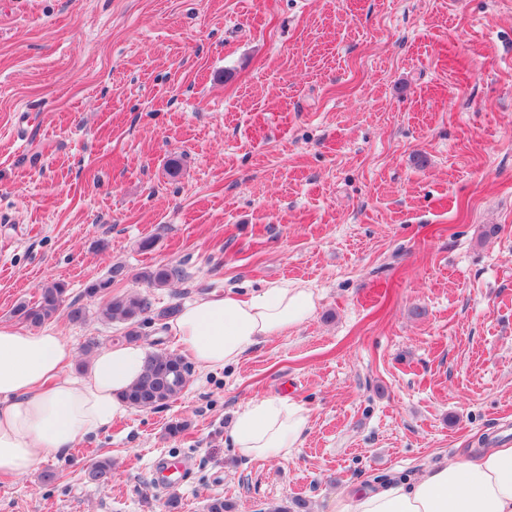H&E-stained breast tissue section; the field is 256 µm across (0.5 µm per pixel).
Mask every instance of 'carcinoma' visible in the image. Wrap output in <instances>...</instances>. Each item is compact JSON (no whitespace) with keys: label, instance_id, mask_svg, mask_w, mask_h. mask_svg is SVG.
<instances>
[{"label":"carcinoma","instance_id":"cac0c4a2","mask_svg":"<svg viewBox=\"0 0 512 512\" xmlns=\"http://www.w3.org/2000/svg\"><path fill=\"white\" fill-rule=\"evenodd\" d=\"M120 275V269L110 272V276L99 280L87 289L89 295L105 297L102 316L108 322H122L134 325L151 311V303L137 292L113 296L109 288L112 278ZM184 272L177 267L156 266L141 273V278L154 287H163L173 279H183ZM65 284L53 282L40 291L37 302L19 303L14 315L25 323L41 326L67 313L71 321L84 317L83 309L75 303H66ZM191 375V365L178 354L167 351L150 353L143 374L136 384L124 395V399L134 409L154 410L176 399L184 390ZM89 477L103 487L112 484L113 464L108 458L94 460L88 471Z\"/></svg>","mask_w":512,"mask_h":512}]
</instances>
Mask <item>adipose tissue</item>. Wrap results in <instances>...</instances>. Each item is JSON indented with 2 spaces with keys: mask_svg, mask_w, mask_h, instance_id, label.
Returning a JSON list of instances; mask_svg holds the SVG:
<instances>
[{
  "mask_svg": "<svg viewBox=\"0 0 512 512\" xmlns=\"http://www.w3.org/2000/svg\"><path fill=\"white\" fill-rule=\"evenodd\" d=\"M319 301L314 289L281 280L246 299L231 292L198 298L169 330L196 367L210 371L302 325ZM74 357L73 344L54 329L0 323V477L31 476L47 456L67 455L74 442L128 413L123 394L139 380L147 348L104 346L81 376L67 372ZM309 418L292 397L254 399L237 410L227 436L240 458H288L301 448ZM333 512H512V446L444 459L412 478L350 487Z\"/></svg>",
  "mask_w": 512,
  "mask_h": 512,
  "instance_id": "adipose-tissue-1",
  "label": "adipose tissue"
}]
</instances>
